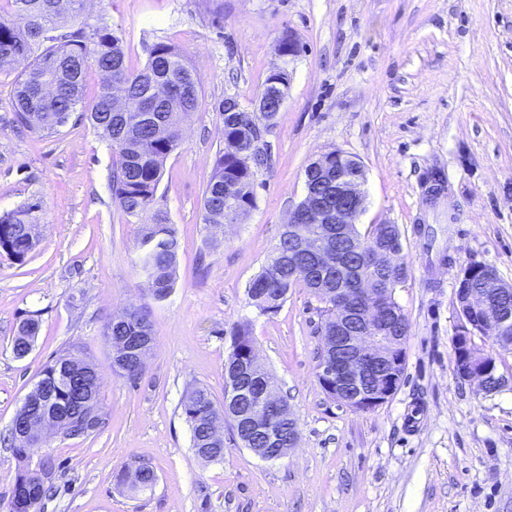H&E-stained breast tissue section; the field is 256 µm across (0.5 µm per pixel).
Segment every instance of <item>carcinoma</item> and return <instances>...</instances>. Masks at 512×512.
<instances>
[{"instance_id":"cac0c4a2","label":"carcinoma","mask_w":512,"mask_h":512,"mask_svg":"<svg viewBox=\"0 0 512 512\" xmlns=\"http://www.w3.org/2000/svg\"><path fill=\"white\" fill-rule=\"evenodd\" d=\"M6 15L0 14V70L5 66L20 69L14 84L17 121L37 134H51L68 123L74 113L87 121L96 133L117 148L110 189L112 200L129 217L140 219L137 242L138 266L147 280L151 296L162 300L175 284L179 242L176 230L160 212L151 213L161 181L163 165L177 148L181 123L198 105L200 80L195 69L174 46L159 41L153 45L144 67L133 72L125 62L120 40L104 19L89 22L87 0H5ZM24 20V28L14 26L12 18ZM105 75V84L91 101H85V76L90 68ZM275 112H231L222 115L224 142L232 150L218 153L204 198L206 224L224 223V204H236L233 222L245 218L254 206L251 186L255 169L265 158L261 151L250 152L260 138V128L275 120ZM41 203L31 200L0 216V246L13 260L22 263L34 250ZM294 244L284 231L261 273L249 284L247 294L254 305L267 313V305L285 301L296 283L292 259ZM38 323L23 321L14 336L12 352L22 359L33 347ZM104 336L125 339L136 346L141 337L154 342L153 328L145 307H132L105 324ZM251 325H237L231 354L254 345ZM70 364L92 369L85 405L92 406L97 429L99 380L101 374L87 354L78 349L58 357L40 373L38 383L54 388L52 402L71 404L72 394L61 382V368ZM112 369L133 383L141 376L144 363H119ZM183 413L188 423L192 447L197 457L208 463L224 460V409L217 407L207 388L187 392ZM42 473L23 469L17 476L10 512H36L38 503L49 496L52 486L41 482ZM157 476L147 463L124 470L118 485L138 494L151 491Z\"/></svg>"}]
</instances>
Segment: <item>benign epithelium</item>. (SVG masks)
Segmentation results:
<instances>
[{
	"instance_id": "7a95c632",
	"label": "benign epithelium",
	"mask_w": 512,
	"mask_h": 512,
	"mask_svg": "<svg viewBox=\"0 0 512 512\" xmlns=\"http://www.w3.org/2000/svg\"><path fill=\"white\" fill-rule=\"evenodd\" d=\"M288 87L273 79L264 92L263 111L274 102L282 107ZM336 204L326 205L307 192L304 203L289 218V236L296 250L324 269L336 270V287L321 289L331 304L332 324L323 336L324 352L317 376L332 399L353 411L366 412L386 402L397 390L405 365L407 329L403 315L380 275L399 272L402 244L386 240L366 243L367 236L353 231L366 208V171L361 161L336 152ZM297 224H318L310 235L298 232ZM512 285L504 283L491 267L471 262L457 275L455 302L457 325L452 337L455 372L458 378L477 381L490 391L491 383L501 388L504 379L496 375L495 359L475 343L477 335H491L498 346L512 348V307L505 297ZM225 409L232 410L239 425L262 435L276 453L267 448L251 452L263 461H277L288 454L282 447L283 425L293 427L295 419L287 403L276 395L272 381L260 383L252 394L240 385L227 386ZM61 410L44 400L17 426L18 436L31 440L42 425L60 422Z\"/></svg>"
}]
</instances>
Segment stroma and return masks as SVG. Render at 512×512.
Returning <instances> with one entry per match:
<instances>
[{
  "instance_id": "1",
  "label": "stroma",
  "mask_w": 512,
  "mask_h": 512,
  "mask_svg": "<svg viewBox=\"0 0 512 512\" xmlns=\"http://www.w3.org/2000/svg\"><path fill=\"white\" fill-rule=\"evenodd\" d=\"M89 14L109 22L130 70L164 41L200 78L153 204L177 230L176 282L152 299L138 226L108 187L116 148L74 117L48 135L18 126L17 73L0 71V213L42 204L26 261L0 253V512L21 464L12 420L40 371L74 349L101 371L105 424L30 451L29 468L53 464L54 494L39 512H512V349L476 336L505 379L488 393L457 378L451 347L460 268L480 262L512 285V0H92ZM288 37L299 52L286 59L278 48ZM282 66L287 97L265 136L255 204L239 223H204L224 147L219 106L231 96L255 109ZM336 150L366 170L359 231L398 225L408 266L394 290L409 323L404 377L367 412L338 406L319 384L324 305L310 288L297 283L272 314L247 295L305 196L307 166ZM434 169L446 192L430 203ZM133 305L147 306L154 336L134 384L113 371L103 334ZM27 318L38 333L19 360L12 342ZM244 321L299 439L265 462L228 428L223 462L206 463L182 400L202 385L223 403L224 363ZM138 462L158 482L135 497L117 476Z\"/></svg>"
}]
</instances>
